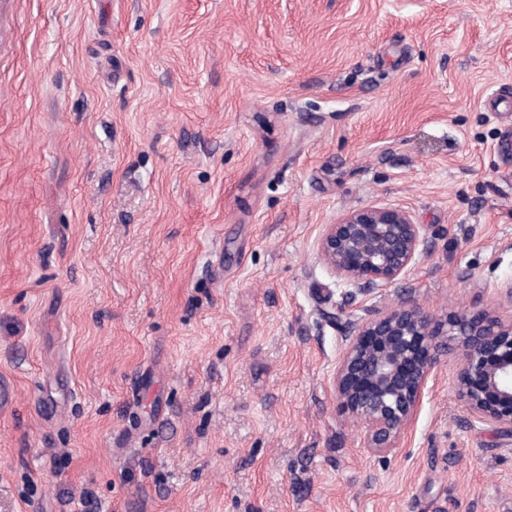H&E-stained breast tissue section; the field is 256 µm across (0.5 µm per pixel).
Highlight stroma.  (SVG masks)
<instances>
[{"label":"stroma","mask_w":512,"mask_h":512,"mask_svg":"<svg viewBox=\"0 0 512 512\" xmlns=\"http://www.w3.org/2000/svg\"><path fill=\"white\" fill-rule=\"evenodd\" d=\"M512 0H0V512H512L454 361L400 445L336 404L351 323L512 316ZM424 257L347 293L324 225ZM427 226L409 211L367 207L324 225L318 251L327 272L366 295L404 279L423 257Z\"/></svg>","instance_id":"obj_1"}]
</instances>
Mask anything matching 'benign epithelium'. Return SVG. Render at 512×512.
I'll return each mask as SVG.
<instances>
[{
	"mask_svg": "<svg viewBox=\"0 0 512 512\" xmlns=\"http://www.w3.org/2000/svg\"><path fill=\"white\" fill-rule=\"evenodd\" d=\"M427 226L397 207H367L324 225L327 272L366 295L404 279L423 257ZM454 355V392L472 423L512 437V317L487 310L438 314L409 299L351 327L336 362L339 411L365 447L390 453L414 419L434 370Z\"/></svg>",
	"mask_w": 512,
	"mask_h": 512,
	"instance_id": "obj_1",
	"label": "benign epithelium"
}]
</instances>
